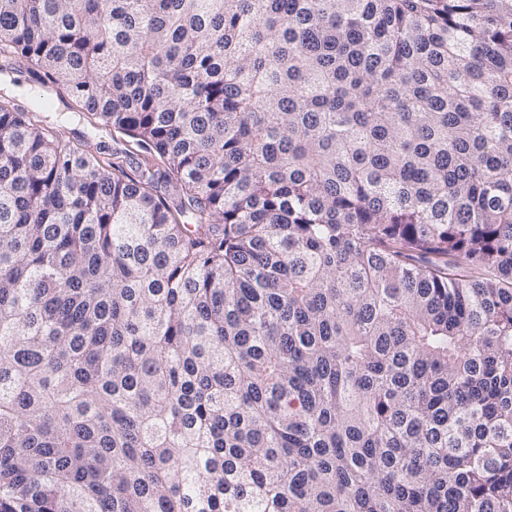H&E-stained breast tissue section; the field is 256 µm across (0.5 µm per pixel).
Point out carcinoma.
I'll list each match as a JSON object with an SVG mask.
<instances>
[{"mask_svg":"<svg viewBox=\"0 0 512 512\" xmlns=\"http://www.w3.org/2000/svg\"><path fill=\"white\" fill-rule=\"evenodd\" d=\"M15 65L155 163L0 99V512H512V0H0ZM49 99L51 107L48 111V120L51 123H55L57 119L67 121L65 136L71 144L101 159L112 158V153H117V156H121V159L126 162L124 166L129 173H131L130 169L134 170L137 163L141 162V156L129 153V150L133 149L130 148L127 138L104 129V131L95 132L86 121L79 120L76 104L65 90H59Z\"/></svg>","mask_w":512,"mask_h":512,"instance_id":"carcinoma-1","label":"carcinoma"}]
</instances>
